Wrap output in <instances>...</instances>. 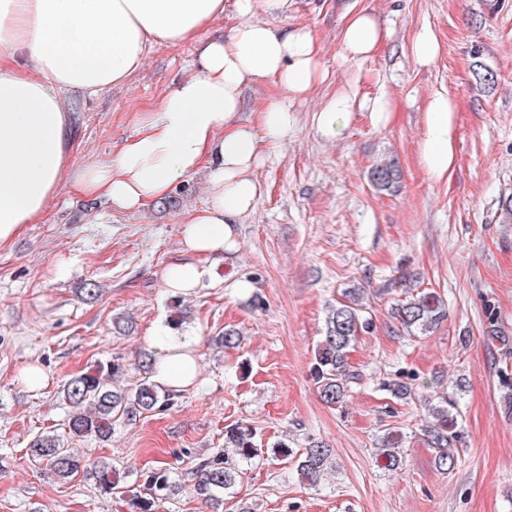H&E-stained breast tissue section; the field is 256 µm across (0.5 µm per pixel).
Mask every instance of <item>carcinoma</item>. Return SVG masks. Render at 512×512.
<instances>
[{
    "label": "carcinoma",
    "mask_w": 512,
    "mask_h": 512,
    "mask_svg": "<svg viewBox=\"0 0 512 512\" xmlns=\"http://www.w3.org/2000/svg\"><path fill=\"white\" fill-rule=\"evenodd\" d=\"M370 178L380 191L396 188L399 171L390 160L373 166ZM362 292L349 291L345 300L330 307L325 320V334L315 351L313 377L320 398L329 406L343 407L353 373L347 353L359 332L373 326L370 306L361 302ZM396 319L407 332L425 335L448 319V303L433 292L419 291L402 299L395 307ZM126 371V365L115 358L94 369L71 378L64 389V400L71 408L68 430L76 438L100 442L112 437L113 425L121 420L134 421L144 412H160L175 404L177 394L154 382L145 380L135 389H121L116 381ZM457 400L439 396L428 407L423 425L430 447L435 449L436 465L454 470L457 459L451 451L458 441ZM404 437L388 429L381 440L376 458L388 471L403 468ZM274 457L295 460L299 475L311 484H318L328 471L331 451L318 441H309L301 453L284 441L273 444ZM30 452L32 458L61 479L83 473L94 480L104 496L127 493L137 512H159V509L179 491L178 483L166 468H156L141 474L143 483L135 486L124 472L108 464H87L56 436L45 433L35 437ZM259 455L257 432L244 424L230 425L224 430V449L201 460L193 469V484L188 491L210 506L211 512H221L224 501L234 497L236 485L247 467Z\"/></svg>",
    "instance_id": "1"
}]
</instances>
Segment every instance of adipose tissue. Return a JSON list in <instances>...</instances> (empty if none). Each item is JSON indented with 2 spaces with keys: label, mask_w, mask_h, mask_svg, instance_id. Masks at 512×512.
Masks as SVG:
<instances>
[{
  "label": "adipose tissue",
  "mask_w": 512,
  "mask_h": 512,
  "mask_svg": "<svg viewBox=\"0 0 512 512\" xmlns=\"http://www.w3.org/2000/svg\"><path fill=\"white\" fill-rule=\"evenodd\" d=\"M287 0H0V246L24 225L42 220L62 181L85 197L105 199L116 212L159 204L186 177L207 175V203L186 216L182 259L162 275L167 293L186 295L212 272V262L237 251L235 226L254 212L263 194L256 170L269 144L287 137L295 117L287 102L322 80L318 47L303 28L280 32L256 17ZM232 15L227 36L198 41L212 21ZM389 33L367 11L342 32V58L374 54ZM198 41L196 70L160 95L135 133L105 162L71 170L69 152L79 99L107 93L139 71L151 42ZM272 83L276 96L241 117L245 83ZM347 85L317 113L328 139L342 135L359 108ZM443 94L431 99L420 162L440 180L453 163L451 114ZM158 384L180 390L201 385L193 350L158 329Z\"/></svg>",
  "instance_id": "ef3b65f1"
}]
</instances>
